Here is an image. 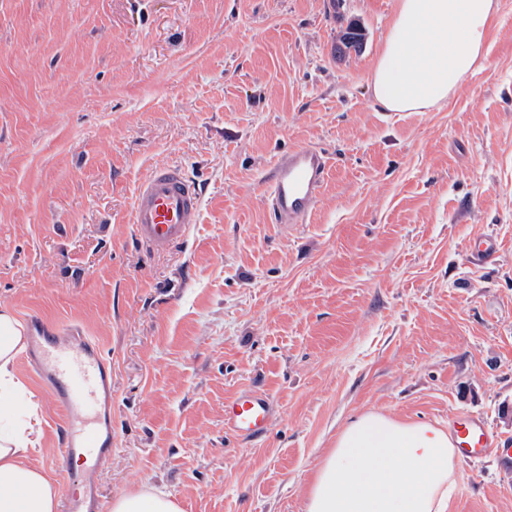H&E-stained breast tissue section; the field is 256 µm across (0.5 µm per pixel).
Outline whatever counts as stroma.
Returning a JSON list of instances; mask_svg holds the SVG:
<instances>
[{
    "instance_id": "obj_1",
    "label": "stroma",
    "mask_w": 512,
    "mask_h": 512,
    "mask_svg": "<svg viewBox=\"0 0 512 512\" xmlns=\"http://www.w3.org/2000/svg\"><path fill=\"white\" fill-rule=\"evenodd\" d=\"M398 0H0V304L77 324L112 364L99 512L153 489L183 512H306L338 433L367 411L447 428L479 415L512 448V0L484 68L448 102L382 111L369 75ZM365 33L345 59L349 21ZM331 161L304 224H275L277 157ZM204 189L188 243L154 254L137 184ZM494 236L487 264L469 244ZM53 465L60 417L23 364ZM274 401L268 434L224 401ZM451 512H512V467L457 461ZM273 411L269 394L247 389L225 399L224 431L244 444L262 439Z\"/></svg>"
}]
</instances>
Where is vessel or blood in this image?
<instances>
[{"mask_svg":"<svg viewBox=\"0 0 512 512\" xmlns=\"http://www.w3.org/2000/svg\"><path fill=\"white\" fill-rule=\"evenodd\" d=\"M329 169L327 154L316 147H297L280 155L265 180L266 205L273 222L307 223ZM201 200L198 185L179 168L152 170L134 195L130 222L136 239L157 252L181 246L198 220ZM21 359L48 390L62 416L57 463L83 452L97 460L81 476L82 492L66 491V512H99L97 464L112 454L111 364L99 345L83 336L77 326L62 327L50 336L37 316L29 320ZM272 411L269 394L240 391L224 401V430L245 444L260 440ZM451 434L465 460L512 456V450L501 447L496 431L479 416L456 414Z\"/></svg>","mask_w":512,"mask_h":512,"instance_id":"b4317fda","label":"vessel or blood"}]
</instances>
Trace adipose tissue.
<instances>
[{
  "label": "adipose tissue",
  "mask_w": 512,
  "mask_h": 512,
  "mask_svg": "<svg viewBox=\"0 0 512 512\" xmlns=\"http://www.w3.org/2000/svg\"><path fill=\"white\" fill-rule=\"evenodd\" d=\"M496 0H398L370 74L387 112H420L448 99L483 68ZM26 328L0 305V512H58L55 482L32 465L36 414L19 420L26 388L15 373ZM448 432L432 424L368 412L338 435L308 489L306 512H449L458 492ZM110 512H181L168 495L142 490L113 499Z\"/></svg>",
  "instance_id": "obj_1"
}]
</instances>
